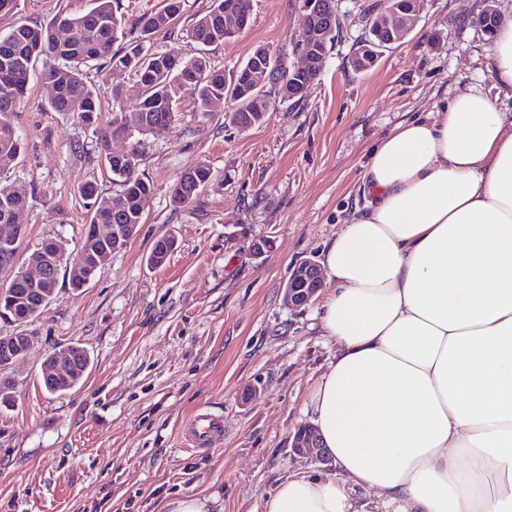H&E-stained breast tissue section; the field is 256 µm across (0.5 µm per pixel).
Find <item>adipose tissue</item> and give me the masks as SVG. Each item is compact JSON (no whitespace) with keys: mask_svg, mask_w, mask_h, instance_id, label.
<instances>
[{"mask_svg":"<svg viewBox=\"0 0 512 512\" xmlns=\"http://www.w3.org/2000/svg\"><path fill=\"white\" fill-rule=\"evenodd\" d=\"M512 89V17L491 48ZM323 249L336 353L306 403L334 472L265 512H512V114L454 96L385 133Z\"/></svg>","mask_w":512,"mask_h":512,"instance_id":"adipose-tissue-1","label":"adipose tissue"}]
</instances>
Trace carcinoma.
Listing matches in <instances>:
<instances>
[{
    "label": "carcinoma",
    "instance_id": "1",
    "mask_svg": "<svg viewBox=\"0 0 512 512\" xmlns=\"http://www.w3.org/2000/svg\"><path fill=\"white\" fill-rule=\"evenodd\" d=\"M224 2L212 0L210 9L196 18L187 30V37L201 47L222 43L224 34ZM182 0H165L164 7L143 16L138 23L137 36L124 40V20L112 8V0H99L97 7L82 15H60L46 25L18 22L0 36V174L18 164L24 146L12 123V115L23 101L30 76L37 62H42L40 79L56 90L50 108L71 116L90 126L98 123L101 97L104 92L88 83L81 67L104 61L115 68L133 71L136 80L133 89L113 87L112 119L98 131L99 153L112 180L119 190L110 197H102L97 186L85 184L80 190L84 206L89 209L90 221L85 225L80 249L88 253L87 261L95 264L100 250H111V243L92 234L94 224H134L143 220L144 206L152 193L151 184L139 173L141 151L134 147L121 158L110 151L112 139L132 136L124 123L122 105L130 97L137 101L141 135L160 136L172 125L177 116L183 93L194 91L198 108L214 112L230 100L235 104L227 115L231 123L242 128L261 124L270 111V100L264 87L256 88L245 79L244 68L227 78L224 72L214 70L202 55L180 60L171 55L150 52L152 37L167 28L181 11ZM368 37L355 52L352 69L362 71L357 59L381 53L389 39L388 31L367 19ZM69 32L63 39L60 33ZM122 46L115 47L116 43ZM267 72V83L288 82L301 78L287 69L282 61L266 54L258 58ZM212 172L200 163L184 172L170 188L172 202L179 206L191 201L210 182ZM27 206V196L8 186L0 187V224H12L14 218ZM176 248V238L157 240L148 261L154 266L165 262ZM43 295L38 288L26 285L0 287V319L15 323H28L41 313Z\"/></svg>",
    "mask_w": 512,
    "mask_h": 512
}]
</instances>
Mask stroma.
<instances>
[{"instance_id":"stroma-1","label":"stroma","mask_w":512,"mask_h":512,"mask_svg":"<svg viewBox=\"0 0 512 512\" xmlns=\"http://www.w3.org/2000/svg\"><path fill=\"white\" fill-rule=\"evenodd\" d=\"M387 0H340V39L305 100L272 96L263 124L240 128L223 111L204 115L185 93L175 122L141 139L140 172L153 192L136 235L113 252L79 290L60 276L56 297L29 322L25 355L0 377L13 384L0 403V512H163L185 495H217L219 512H263L279 479L323 472L294 456L289 440L307 424L304 404L336 352L323 336V283L302 309L284 287L296 265L319 259L362 197L357 187L369 149L397 124L434 111L446 98L478 90L512 113V91L490 72L487 6L512 14V0H420L410 35L383 51L370 70L350 59L365 31V9ZM96 0H21L16 22L47 25L85 13ZM211 0H184L152 51L185 59L206 55L234 73L256 48L299 57L304 0H254L248 25L230 41L199 48L187 29ZM103 90L100 124L112 118V86L133 72L86 67ZM52 87L31 79L12 120L24 143L0 182L26 189L24 234L16 260L29 264L47 239L76 252L89 219L79 194L88 182L103 196L116 187L101 163L94 127L51 110ZM207 163L211 182L174 207L170 188L184 170ZM178 239L164 265H150L153 244ZM267 243L263 255L251 245ZM79 346L93 365L64 394L48 393L42 365L54 350ZM223 414L224 436L200 452L179 433L195 410Z\"/></svg>"}]
</instances>
